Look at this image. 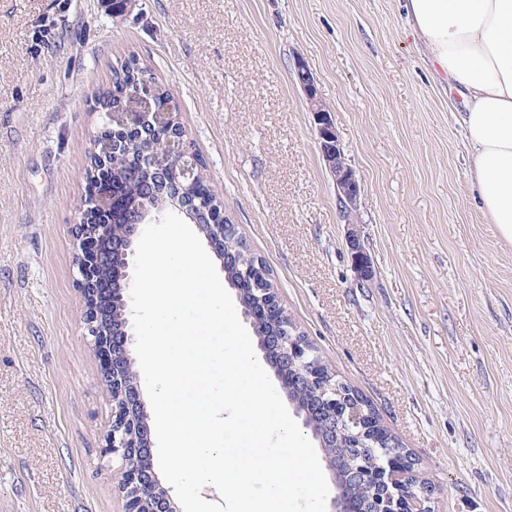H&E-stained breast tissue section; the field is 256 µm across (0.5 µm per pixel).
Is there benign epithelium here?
I'll use <instances>...</instances> for the list:
<instances>
[{
    "label": "benign epithelium",
    "instance_id": "benign-epithelium-1",
    "mask_svg": "<svg viewBox=\"0 0 512 512\" xmlns=\"http://www.w3.org/2000/svg\"><path fill=\"white\" fill-rule=\"evenodd\" d=\"M298 79L313 113L322 158L336 184L341 207L353 216L359 206V184L345 161L331 112L316 97L315 79L306 67H299ZM172 115V105L160 101L144 75L124 91L117 105L100 112L96 158L103 162L112 159V132L141 135L151 128L165 130L161 157L153 163L152 177L140 185V194L130 202L129 223L124 225L121 236H116L111 223L90 224L87 219L89 212L104 214L112 210V176L107 168L93 181L73 225L84 328L101 357L105 383L118 394L103 453L122 461L118 487L125 500V512H179L154 471L145 404L137 383L132 381L137 375L136 360L130 349L132 334L125 324L119 332L111 333L97 302L103 291L100 286L103 269L112 267L121 278L128 277L130 259L143 225L160 221V216L169 210L193 223L187 200L170 208L151 209L145 205L167 191L171 184L190 196L203 180L200 158L188 146L184 133L173 127ZM197 228L203 232L212 252L224 253L223 266L235 262V252L224 249V234L228 229L224 215H217L213 223L199 224ZM257 292L261 296L255 297V305L243 308L244 317L254 327L260 322L267 326L281 322L279 329L272 328L260 337L264 356L274 359L285 390L316 391L315 399L297 415L303 417L304 423L318 426L317 439L328 455L331 472H336L334 460L348 463L345 474L333 478L335 492L330 512H432V490L418 481L416 459L404 449L388 446L376 438L370 416L362 413L344 394V384L333 380L328 366L307 339L296 332L291 322L283 320L281 307L268 300L276 294L275 289L259 288ZM338 431L355 433V441L346 448L335 447ZM359 487L371 490L370 496L361 502L354 498Z\"/></svg>",
    "mask_w": 512,
    "mask_h": 512
}]
</instances>
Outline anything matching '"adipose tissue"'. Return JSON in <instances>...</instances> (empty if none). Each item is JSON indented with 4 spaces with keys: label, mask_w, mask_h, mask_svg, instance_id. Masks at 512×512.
<instances>
[{
    "label": "adipose tissue",
    "mask_w": 512,
    "mask_h": 512,
    "mask_svg": "<svg viewBox=\"0 0 512 512\" xmlns=\"http://www.w3.org/2000/svg\"><path fill=\"white\" fill-rule=\"evenodd\" d=\"M410 33L462 97L470 179L512 243V0H405Z\"/></svg>",
    "instance_id": "adipose-tissue-1"
}]
</instances>
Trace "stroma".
<instances>
[{"label": "stroma", "instance_id": "stroma-1", "mask_svg": "<svg viewBox=\"0 0 512 512\" xmlns=\"http://www.w3.org/2000/svg\"><path fill=\"white\" fill-rule=\"evenodd\" d=\"M137 57L288 317L419 461L434 512H512V246L398 0H0V512H124L71 232ZM360 185L361 274L299 66Z\"/></svg>", "mask_w": 512, "mask_h": 512}]
</instances>
